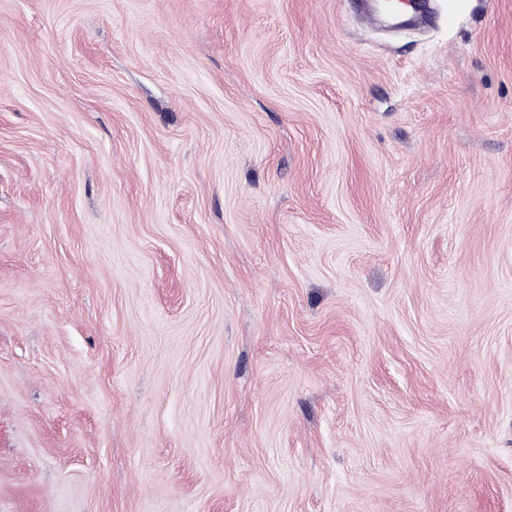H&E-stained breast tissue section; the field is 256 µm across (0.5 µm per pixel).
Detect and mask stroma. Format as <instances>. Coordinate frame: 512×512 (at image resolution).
Segmentation results:
<instances>
[{
	"label": "stroma",
	"instance_id": "stroma-1",
	"mask_svg": "<svg viewBox=\"0 0 512 512\" xmlns=\"http://www.w3.org/2000/svg\"><path fill=\"white\" fill-rule=\"evenodd\" d=\"M0 0V512H512V0Z\"/></svg>",
	"mask_w": 512,
	"mask_h": 512
}]
</instances>
